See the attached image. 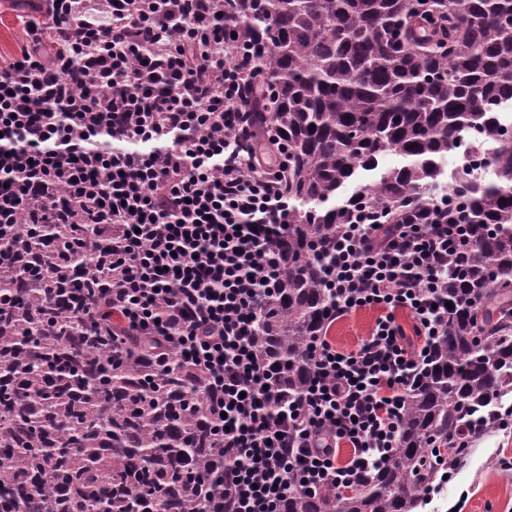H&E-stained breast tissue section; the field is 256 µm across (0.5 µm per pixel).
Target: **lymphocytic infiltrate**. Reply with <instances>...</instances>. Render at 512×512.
Wrapping results in <instances>:
<instances>
[{"mask_svg": "<svg viewBox=\"0 0 512 512\" xmlns=\"http://www.w3.org/2000/svg\"><path fill=\"white\" fill-rule=\"evenodd\" d=\"M237 4L25 0L27 43L0 65V274L30 218L111 243L114 287L85 315L152 340L155 370L174 352L203 382L216 448L199 512H281L387 461L448 333V256L469 240L448 203L409 224L352 208L321 255L330 316L373 307L375 324L350 351L315 337L306 389L277 397L254 337L278 286L267 229L288 221V157L274 137L244 151L234 136L269 92L224 21Z\"/></svg>", "mask_w": 512, "mask_h": 512, "instance_id": "lymphocytic-infiltrate-1", "label": "lymphocytic infiltrate"}]
</instances>
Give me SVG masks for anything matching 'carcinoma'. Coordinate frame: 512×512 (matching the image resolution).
I'll return each instance as SVG.
<instances>
[{"instance_id": "carcinoma-1", "label": "carcinoma", "mask_w": 512, "mask_h": 512, "mask_svg": "<svg viewBox=\"0 0 512 512\" xmlns=\"http://www.w3.org/2000/svg\"><path fill=\"white\" fill-rule=\"evenodd\" d=\"M235 22L262 51L274 95L248 126L288 150L283 257L258 350L274 388L311 379L310 341L329 321L321 248L360 201L408 221L464 136L499 140L488 184L459 173L448 196L470 243L448 258V334L406 397L391 457L349 491L296 492L282 512H413L474 424L512 392V0H239ZM315 130H309V125ZM388 154L403 159L361 192L341 189ZM72 224H27L15 271L0 276V512H193L212 453L204 389L172 359L161 374L127 337L98 336L85 291L112 280Z\"/></svg>"}]
</instances>
